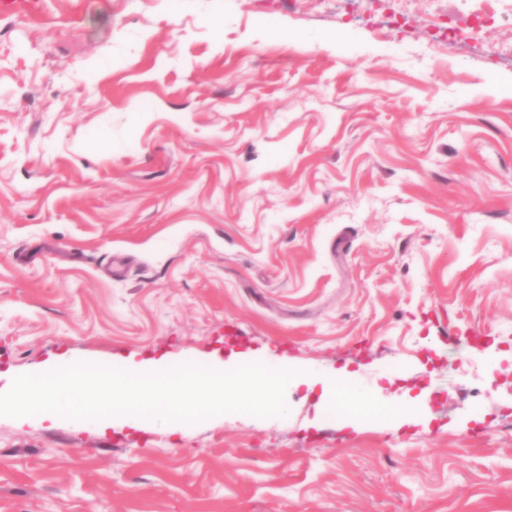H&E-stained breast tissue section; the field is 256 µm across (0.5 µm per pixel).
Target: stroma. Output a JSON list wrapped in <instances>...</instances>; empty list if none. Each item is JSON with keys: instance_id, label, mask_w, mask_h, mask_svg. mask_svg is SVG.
<instances>
[{"instance_id": "35a3bbf8", "label": "stroma", "mask_w": 512, "mask_h": 512, "mask_svg": "<svg viewBox=\"0 0 512 512\" xmlns=\"http://www.w3.org/2000/svg\"><path fill=\"white\" fill-rule=\"evenodd\" d=\"M512 0H0V392L65 356L345 368L400 432L0 417V512H512ZM467 429H455L457 420Z\"/></svg>"}]
</instances>
